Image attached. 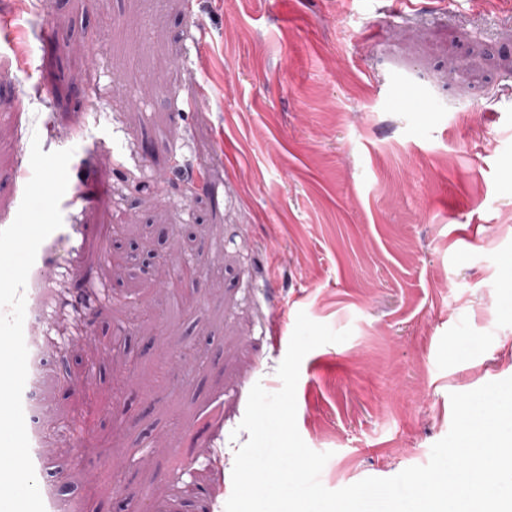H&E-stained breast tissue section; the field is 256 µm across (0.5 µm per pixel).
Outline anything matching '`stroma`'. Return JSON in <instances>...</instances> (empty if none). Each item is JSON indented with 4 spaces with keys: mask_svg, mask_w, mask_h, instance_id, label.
I'll list each match as a JSON object with an SVG mask.
<instances>
[{
    "mask_svg": "<svg viewBox=\"0 0 512 512\" xmlns=\"http://www.w3.org/2000/svg\"><path fill=\"white\" fill-rule=\"evenodd\" d=\"M0 17V229L32 142L74 151L23 324L49 361L46 512H184L190 482L225 512L249 392L280 390L301 311L352 332L296 387L330 490L428 463L451 393L512 377V0ZM173 252L196 270L175 294L146 268Z\"/></svg>",
    "mask_w": 512,
    "mask_h": 512,
    "instance_id": "obj_1",
    "label": "stroma"
}]
</instances>
